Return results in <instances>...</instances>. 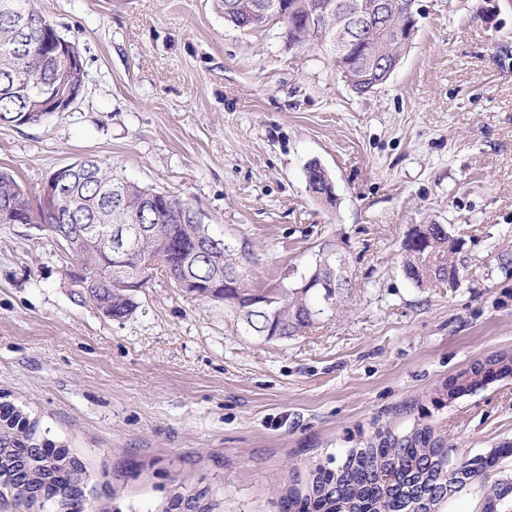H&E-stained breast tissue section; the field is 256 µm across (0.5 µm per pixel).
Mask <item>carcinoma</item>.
Returning a JSON list of instances; mask_svg holds the SVG:
<instances>
[{
	"mask_svg": "<svg viewBox=\"0 0 512 512\" xmlns=\"http://www.w3.org/2000/svg\"><path fill=\"white\" fill-rule=\"evenodd\" d=\"M322 0H220L224 19L240 30L266 26L270 18L259 14L261 5L276 4L277 23L286 28L290 44L315 40L331 48L334 17L322 13ZM47 17L33 0H0V120L20 126L37 125L47 112H26V88L45 95L65 88V62L54 58L45 46ZM359 50L348 59L353 86L372 84ZM64 206L54 215L46 207L33 209L13 175L0 171V224H40L66 247L64 238L83 235V229L99 224L106 215L110 224H150L155 239L148 243L155 266L176 284L190 281L189 293L203 294L217 270L240 274L224 241L209 233L208 225L178 198L132 183L95 159L66 182ZM160 204L149 213L151 196ZM424 240L404 243L403 268L407 278L421 286L426 281L445 283L459 275L449 261L455 243L443 224H429ZM337 246L326 243L316 255L321 265L334 267ZM75 266L67 271L70 283L89 268L102 271L78 298L113 319H122L136 309L135 297L149 274L139 271V252L129 256L121 270L115 269L106 242L94 243L73 256ZM276 301L267 308L247 313L245 325L257 336H295L310 328L321 305L309 300L310 291L272 289ZM469 455L437 444L434 428L418 425L397 438H384L368 448H349L340 456L311 459L304 474H295L281 486L279 512H386L399 496L419 512H448V488L465 482L475 492L473 512H491L495 504L512 507V454L506 447L483 454L480 466L468 463ZM0 479L4 492L22 491L16 500L31 510L38 500L51 502L56 512H109L89 510L87 470L69 451L40 435L39 420L22 407L0 402Z\"/></svg>",
	"mask_w": 512,
	"mask_h": 512,
	"instance_id": "1",
	"label": "carcinoma"
}]
</instances>
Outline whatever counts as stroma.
Masks as SVG:
<instances>
[{
	"mask_svg": "<svg viewBox=\"0 0 512 512\" xmlns=\"http://www.w3.org/2000/svg\"><path fill=\"white\" fill-rule=\"evenodd\" d=\"M35 5L86 76L69 111L0 126V169L31 204L92 157L190 205L246 289L296 288L328 241L354 282L282 339L157 273L115 320L78 300L48 231L0 224V398L84 462L88 499L278 512L292 469L419 424L472 456L512 444V379L443 389L512 351V0H417L411 46L366 95L319 43L240 31L217 0ZM314 160L334 203L308 190ZM418 224L460 241L456 282L405 277Z\"/></svg>",
	"mask_w": 512,
	"mask_h": 512,
	"instance_id": "35a3bbf8",
	"label": "stroma"
}]
</instances>
